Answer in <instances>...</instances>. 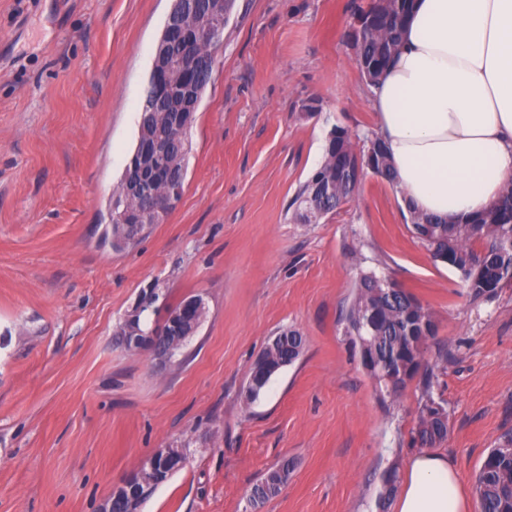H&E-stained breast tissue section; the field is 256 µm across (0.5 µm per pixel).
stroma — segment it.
Returning <instances> with one entry per match:
<instances>
[{
	"mask_svg": "<svg viewBox=\"0 0 512 512\" xmlns=\"http://www.w3.org/2000/svg\"><path fill=\"white\" fill-rule=\"evenodd\" d=\"M354 2L237 0L182 199L115 251L101 241L107 205L172 0H0V512H99L115 481L176 441L188 460L143 512H243L285 459L288 481L261 512H377L383 474L417 452L422 384L380 399L344 334L369 272L434 313L441 450L474 490L512 429V288L473 303L372 174L320 223L288 210L333 127L375 128L348 40ZM309 97L321 110L304 120ZM153 282L167 303L199 294L208 308L163 365L113 340ZM290 327L302 356L246 400L252 361Z\"/></svg>",
	"mask_w": 512,
	"mask_h": 512,
	"instance_id": "1",
	"label": "stroma"
}]
</instances>
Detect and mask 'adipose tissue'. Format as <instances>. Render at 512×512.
<instances>
[{
	"label": "adipose tissue",
	"mask_w": 512,
	"mask_h": 512,
	"mask_svg": "<svg viewBox=\"0 0 512 512\" xmlns=\"http://www.w3.org/2000/svg\"><path fill=\"white\" fill-rule=\"evenodd\" d=\"M403 206L458 222L512 184V0H414L398 54L372 87ZM456 466L413 455L396 512H471Z\"/></svg>",
	"instance_id": "obj_1"
}]
</instances>
